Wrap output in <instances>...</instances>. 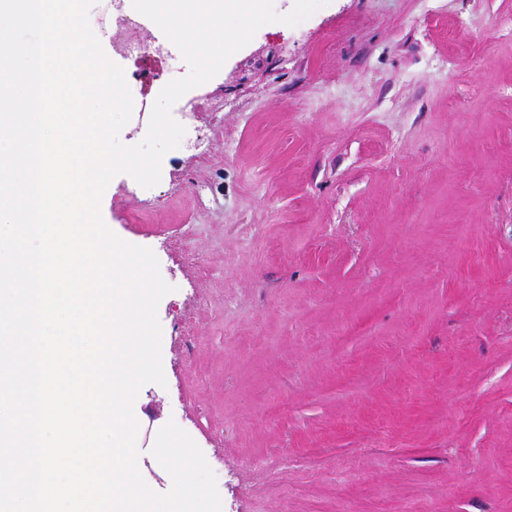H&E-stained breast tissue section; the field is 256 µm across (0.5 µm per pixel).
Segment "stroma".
Instances as JSON below:
<instances>
[{
    "label": "stroma",
    "mask_w": 512,
    "mask_h": 512,
    "mask_svg": "<svg viewBox=\"0 0 512 512\" xmlns=\"http://www.w3.org/2000/svg\"><path fill=\"white\" fill-rule=\"evenodd\" d=\"M107 21L145 136L188 73L132 4ZM512 0H330L188 91L195 146L116 175L150 249L165 386L142 400L222 512H512ZM150 54L127 56L128 38Z\"/></svg>",
    "instance_id": "1"
}]
</instances>
